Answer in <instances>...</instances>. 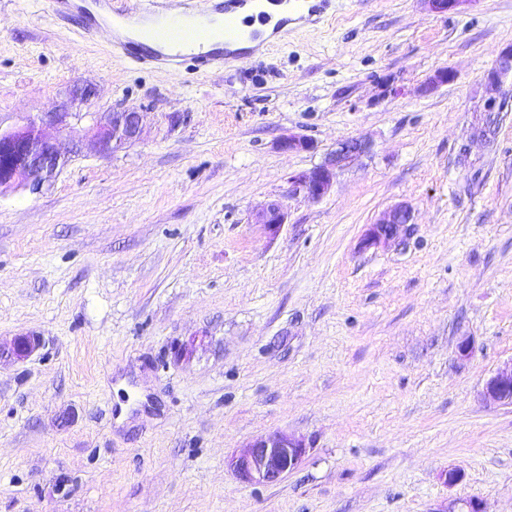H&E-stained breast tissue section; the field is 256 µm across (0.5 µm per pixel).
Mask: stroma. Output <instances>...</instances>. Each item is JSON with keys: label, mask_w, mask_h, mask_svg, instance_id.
<instances>
[{"label": "stroma", "mask_w": 512, "mask_h": 512, "mask_svg": "<svg viewBox=\"0 0 512 512\" xmlns=\"http://www.w3.org/2000/svg\"><path fill=\"white\" fill-rule=\"evenodd\" d=\"M335 2L172 76L44 0H0V127L72 113L46 130L69 153L57 177L0 193V343L42 338L0 361V512H512V406L479 397L512 360V111L471 138L512 0ZM442 68L454 81L424 91ZM117 106L143 133L104 155L93 128ZM345 137L371 152L321 199L293 192ZM274 201L272 235L252 216ZM398 204L406 234L362 248ZM272 431L303 461L242 483L229 458ZM40 346V338L34 335L18 336L9 345L0 344V360L5 358L17 361L30 357Z\"/></svg>", "instance_id": "35a3bbf8"}]
</instances>
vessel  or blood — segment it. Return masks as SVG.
Returning a JSON list of instances; mask_svg holds the SVG:
<instances>
[{
    "label": "vessel or blood",
    "instance_id": "b4317fda",
    "mask_svg": "<svg viewBox=\"0 0 512 512\" xmlns=\"http://www.w3.org/2000/svg\"><path fill=\"white\" fill-rule=\"evenodd\" d=\"M47 16L56 21L70 22L74 15H83L84 21L76 30L80 39L96 38L99 30L120 27L132 22L164 16L167 0H147L145 8L131 16L116 11L112 0H46ZM189 13L193 16L224 18V44L207 47L208 35L204 30L185 28L178 30L168 41L167 47L153 48L130 38L109 39L106 46L116 57L132 64L176 74L185 66H192L205 74L224 65L246 58L260 47L274 41H287L288 22L274 19L271 13L259 11L256 16L237 19L235 7L256 4L257 0H188Z\"/></svg>",
    "mask_w": 512,
    "mask_h": 512
}]
</instances>
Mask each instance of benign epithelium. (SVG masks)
Returning a JSON list of instances; mask_svg holds the SVG:
<instances>
[{
  "label": "benign epithelium",
  "mask_w": 512,
  "mask_h": 512,
  "mask_svg": "<svg viewBox=\"0 0 512 512\" xmlns=\"http://www.w3.org/2000/svg\"><path fill=\"white\" fill-rule=\"evenodd\" d=\"M429 11L441 13L458 9L472 0H422ZM455 78L447 68L437 70L424 85L429 91L445 85ZM512 79V46L502 50L484 73L485 94L482 98L480 117L473 125L472 139L488 141L481 129L490 118L508 110L512 103V89H502L507 79ZM142 135V115L133 109L117 108L111 112L107 125L94 132L99 149L107 154L124 149ZM370 143L357 138H343L336 144L324 162L315 168L289 177L294 190L316 200L331 189L338 171L368 153ZM66 163L59 145L47 138L38 124L30 122L10 129L0 128V193L11 189L38 191ZM286 215L277 204H270L254 215V223L263 225L271 234L285 223ZM412 220L407 205L395 206L382 218L370 225L361 240L369 248L397 236ZM40 346L34 335L18 336L8 345L0 344V359L17 361L30 357ZM481 398L493 405L512 406V360L504 363L489 377L480 392ZM306 454V444L283 432L273 431L246 446L232 456L230 465L238 478L250 484H273L295 470Z\"/></svg>",
  "instance_id": "1"
}]
</instances>
